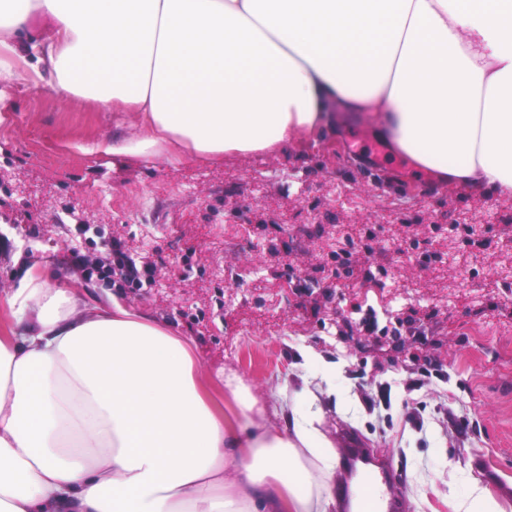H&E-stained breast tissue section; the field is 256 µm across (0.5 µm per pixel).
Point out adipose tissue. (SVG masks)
Listing matches in <instances>:
<instances>
[{
    "instance_id": "ef3b65f1",
    "label": "adipose tissue",
    "mask_w": 512,
    "mask_h": 512,
    "mask_svg": "<svg viewBox=\"0 0 512 512\" xmlns=\"http://www.w3.org/2000/svg\"><path fill=\"white\" fill-rule=\"evenodd\" d=\"M46 84L137 131L82 152L277 153L361 123L439 185L512 196V0H0V123ZM30 264L0 336V512H327L315 394L259 398L191 338Z\"/></svg>"
}]
</instances>
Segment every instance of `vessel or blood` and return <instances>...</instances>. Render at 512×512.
I'll use <instances>...</instances> for the list:
<instances>
[{
  "instance_id": "b4317fda",
  "label": "vessel or blood",
  "mask_w": 512,
  "mask_h": 512,
  "mask_svg": "<svg viewBox=\"0 0 512 512\" xmlns=\"http://www.w3.org/2000/svg\"><path fill=\"white\" fill-rule=\"evenodd\" d=\"M347 468L337 478L334 494L339 504H346L351 498H359L365 512H398L396 489L401 478L391 463H383L376 470L362 469L369 451L363 443L346 438L340 450Z\"/></svg>"
}]
</instances>
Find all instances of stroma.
I'll list each match as a JSON object with an SVG mask.
<instances>
[{
	"label": "stroma",
	"mask_w": 512,
	"mask_h": 512,
	"mask_svg": "<svg viewBox=\"0 0 512 512\" xmlns=\"http://www.w3.org/2000/svg\"><path fill=\"white\" fill-rule=\"evenodd\" d=\"M111 135V113L51 87L16 95L0 124V336L18 250L53 267L54 286L108 291L73 259L74 227L89 225L99 254L118 239L155 267L120 296L193 337L206 373L260 397L314 390L333 443L359 437L402 473L406 512H452L449 485L472 476L512 512V197L434 186L400 156L373 177L375 138L343 125L211 164L75 148ZM228 224L243 234L225 240ZM343 252L353 277L332 273ZM368 312L413 323L395 341L356 330Z\"/></svg>",
	"instance_id": "1"
}]
</instances>
